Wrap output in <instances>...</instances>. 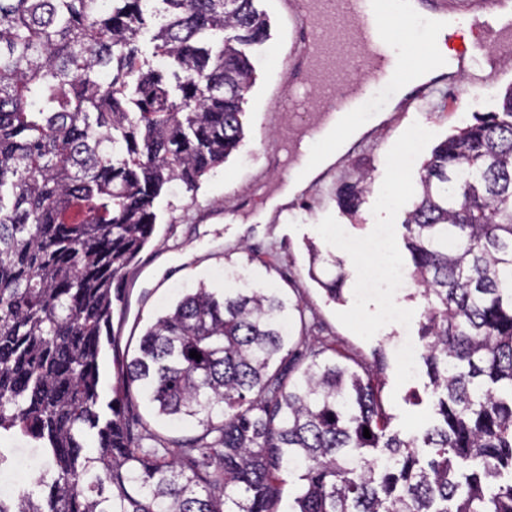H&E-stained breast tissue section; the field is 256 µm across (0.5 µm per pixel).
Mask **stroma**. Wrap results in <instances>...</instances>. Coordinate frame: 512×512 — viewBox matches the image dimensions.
<instances>
[{"mask_svg":"<svg viewBox=\"0 0 512 512\" xmlns=\"http://www.w3.org/2000/svg\"><path fill=\"white\" fill-rule=\"evenodd\" d=\"M275 0H257L270 20V38L249 47L256 82L247 93L243 117L245 138L224 164L205 174L194 193L162 192L155 201L157 223L151 242L140 252L118 283L111 330L115 346H104L99 358L101 397L111 400L112 383L124 354L135 353L145 329L181 296L198 286L224 290L228 275L242 274L255 288H272L304 309L302 330L310 341L336 349L361 374L381 387V401L393 414V426L413 433L428 404V377L422 360L405 372L398 345L418 336L419 300L380 288L365 293L360 285L366 260L349 257L338 240L374 235L379 225L391 228L387 248L403 257L402 221L415 198L423 162L432 148L474 114L498 111L506 84L475 88L458 80L446 95L424 107L402 113L368 132L332 166L331 177L317 180L288 203L287 217L271 213L252 222L256 207L282 176L277 150L293 132L270 113V92L285 88L286 33ZM422 131L423 140L409 167L396 170L393 161L409 137ZM370 172L371 184L357 215L344 212L341 188ZM318 261H311L310 248ZM343 259V302L328 300L322 280L333 275L335 259ZM407 309L403 324L387 317L390 306ZM131 414L164 440L200 434L196 424L177 425L158 418L142 396H134Z\"/></svg>","mask_w":512,"mask_h":512,"instance_id":"stroma-1","label":"stroma"}]
</instances>
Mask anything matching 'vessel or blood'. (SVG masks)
Returning a JSON list of instances; mask_svg holds the SVG:
<instances>
[{"label": "vessel or blood", "instance_id": "obj_1", "mask_svg": "<svg viewBox=\"0 0 512 512\" xmlns=\"http://www.w3.org/2000/svg\"><path fill=\"white\" fill-rule=\"evenodd\" d=\"M507 0H466L462 20L480 36L464 49L469 60L465 74L474 86H484L512 74V17L502 14ZM291 40L288 67L304 64L305 78L315 90L306 95L282 96L276 110L285 118L318 126L321 111L334 102L348 109L359 100L344 101L342 91L360 78L376 83L407 81L409 66L393 60L384 31L390 0H277Z\"/></svg>", "mask_w": 512, "mask_h": 512}]
</instances>
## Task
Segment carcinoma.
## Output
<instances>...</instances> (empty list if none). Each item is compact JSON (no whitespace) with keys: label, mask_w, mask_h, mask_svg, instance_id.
Wrapping results in <instances>:
<instances>
[{"label":"carcinoma","mask_w":512,"mask_h":512,"mask_svg":"<svg viewBox=\"0 0 512 512\" xmlns=\"http://www.w3.org/2000/svg\"><path fill=\"white\" fill-rule=\"evenodd\" d=\"M268 30L255 0H0V437L50 464L0 512H279L285 472L288 512H512V93L434 147L403 220L425 428L392 429L372 379L261 288L184 294L102 403L112 284L162 189L195 191L242 145L240 46ZM134 391L202 433L154 445Z\"/></svg>","instance_id":"obj_1"}]
</instances>
